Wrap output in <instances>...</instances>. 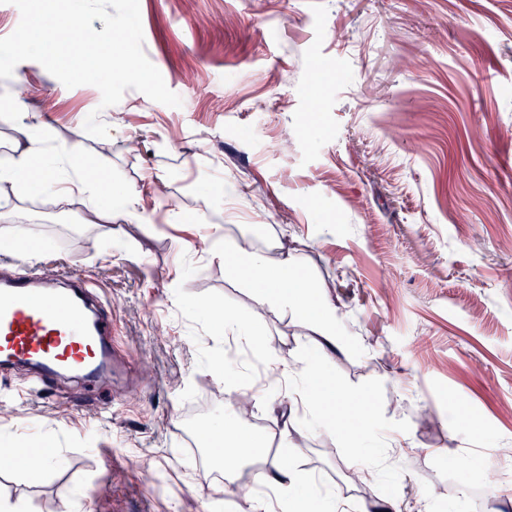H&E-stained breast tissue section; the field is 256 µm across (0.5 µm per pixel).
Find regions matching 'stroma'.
Masks as SVG:
<instances>
[{
  "instance_id": "1",
  "label": "stroma",
  "mask_w": 512,
  "mask_h": 512,
  "mask_svg": "<svg viewBox=\"0 0 512 512\" xmlns=\"http://www.w3.org/2000/svg\"><path fill=\"white\" fill-rule=\"evenodd\" d=\"M139 2L143 49L181 106L129 89L104 108L98 88H66L34 61L0 80L1 92L26 79L49 156L70 147L88 175L148 201L115 240L79 202L11 197L33 233L0 263L84 278L111 320L112 375L36 391L25 371L0 374V440L59 456L37 480L0 467V496L30 512H60L67 493L92 512H204L208 500L249 512L233 484L203 479L209 442L184 437L198 404L224 413L205 309H235L273 353L302 339L207 254L220 224L258 248L299 239L303 271L335 283L340 318L367 346L337 353L330 376L367 391L408 440L367 496L360 451L338 436L293 434L300 470L357 503L412 480L436 512H512V495L484 481L487 464L512 468V0ZM94 110L109 137L78 135ZM174 206L183 223H169Z\"/></svg>"
}]
</instances>
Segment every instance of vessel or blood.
I'll return each instance as SVG.
<instances>
[{"label": "vessel or blood", "instance_id": "obj_1", "mask_svg": "<svg viewBox=\"0 0 512 512\" xmlns=\"http://www.w3.org/2000/svg\"><path fill=\"white\" fill-rule=\"evenodd\" d=\"M112 332L79 277L63 286L30 271L0 273V369H31L35 389L73 374L86 382L112 369Z\"/></svg>", "mask_w": 512, "mask_h": 512}]
</instances>
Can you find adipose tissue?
<instances>
[{
    "label": "adipose tissue",
    "instance_id": "ef3b65f1",
    "mask_svg": "<svg viewBox=\"0 0 512 512\" xmlns=\"http://www.w3.org/2000/svg\"><path fill=\"white\" fill-rule=\"evenodd\" d=\"M33 112L14 113L15 137L9 160L0 166V188L25 190L31 169H39L40 183L46 187L60 186L61 200L79 198L94 219L114 224H136L142 218L139 193L133 189L118 190L111 180L92 178L75 172L62 178L56 162L46 160V145L39 132ZM208 248L212 258L223 261L228 272L239 277L253 301L276 317L286 320L294 335L307 339V349L282 356L266 351L262 338L248 321L230 308L220 305L209 309V367L215 374L223 372V344L233 341L263 355L267 375L273 385L264 395L252 396L253 406L278 408L282 392H289L291 402L280 413L281 438L291 430L309 426L330 429L333 419L353 416L355 424L365 428L364 443L388 446L386 437L373 435L376 415L364 412V392L357 387L337 382L327 373L328 364L342 349L336 332V294L327 284L313 281L298 271L293 242L277 241L264 250L245 247L239 242H225L222 226L211 228ZM317 353L318 362H311L310 353ZM246 372L237 368L234 376L225 377L224 392L228 400L223 419L215 421L211 433L217 449L214 460L226 478L235 475L256 457H263V439L245 436L237 414L236 399L246 394L243 384ZM296 446H289L287 455L265 461L253 473L248 498L251 512H346L334 490L321 489L313 475L303 473L293 462Z\"/></svg>",
    "mask_w": 512,
    "mask_h": 512
}]
</instances>
